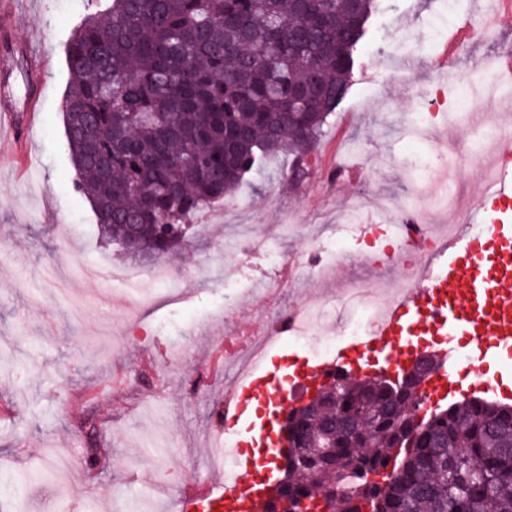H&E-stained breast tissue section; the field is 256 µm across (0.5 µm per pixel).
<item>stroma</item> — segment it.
<instances>
[{
  "instance_id": "obj_1",
  "label": "stroma",
  "mask_w": 512,
  "mask_h": 512,
  "mask_svg": "<svg viewBox=\"0 0 512 512\" xmlns=\"http://www.w3.org/2000/svg\"><path fill=\"white\" fill-rule=\"evenodd\" d=\"M0 33V98L35 120L0 162V345L26 365L0 372V480L24 474L23 512H120L145 499L167 512L187 488L218 476L208 464L224 440L219 415L233 377L218 365L224 341L258 328L316 295L314 265L343 246L335 301L357 282L381 285L400 267L378 259L396 244L376 239L381 204L423 198V224H451L434 184L417 185L411 148L447 142L448 189L471 201L482 188L467 157L473 129L457 104L461 79L482 81L484 62L512 46V10L499 0H380L372 34L358 50L351 87L327 119L315 168L288 179L282 156L247 174L242 188L200 213L173 268L175 300L146 306L113 286L108 269L127 262L98 233L90 203L74 189L62 104L66 47L82 17L106 0H10ZM428 112V136L411 132ZM250 233L255 244L236 241ZM107 270L85 277L82 266ZM276 285L260 296L257 285ZM237 304L224 311V295Z\"/></svg>"
}]
</instances>
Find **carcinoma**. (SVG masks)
<instances>
[{"instance_id": "obj_1", "label": "carcinoma", "mask_w": 512, "mask_h": 512, "mask_svg": "<svg viewBox=\"0 0 512 512\" xmlns=\"http://www.w3.org/2000/svg\"><path fill=\"white\" fill-rule=\"evenodd\" d=\"M377 0H111L67 44L64 128L101 236L144 263L175 253L207 204L262 162L311 155L345 97ZM267 512H512V405L408 411L333 377Z\"/></svg>"}]
</instances>
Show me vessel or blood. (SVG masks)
<instances>
[{"label":"vessel or blood","instance_id":"obj_1","mask_svg":"<svg viewBox=\"0 0 512 512\" xmlns=\"http://www.w3.org/2000/svg\"><path fill=\"white\" fill-rule=\"evenodd\" d=\"M483 181L479 197L465 214L466 220L481 224V234L454 235L447 254L438 260L436 276L423 277L408 289L366 342L338 348L331 363L304 364L307 379L320 378L331 366L356 376L371 365L395 373L413 358L425 337L444 359L442 368L425 383L428 393L444 396L459 391L456 376L464 368L473 374L470 390L512 396L502 374L490 375L484 368L488 356L503 352L512 358V174L498 165L484 174ZM456 336L467 337V355H460L453 344ZM228 391L232 444L249 445L253 452L238 455V471L231 478L212 479L183 494L179 512H263L265 500L249 477L262 464L256 448L269 446L270 441L249 408L264 399L280 411L291 394L263 352L256 354L249 375Z\"/></svg>","mask_w":512,"mask_h":512}]
</instances>
